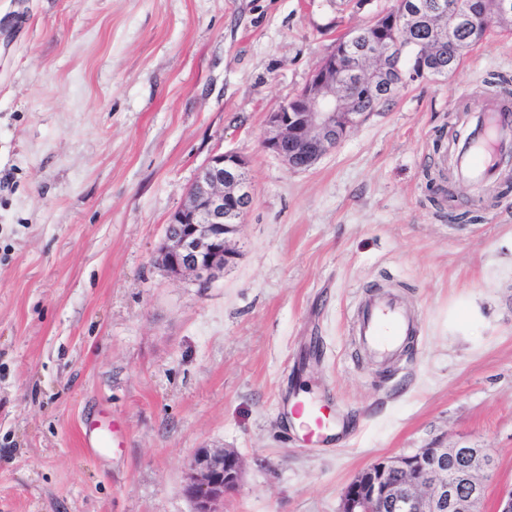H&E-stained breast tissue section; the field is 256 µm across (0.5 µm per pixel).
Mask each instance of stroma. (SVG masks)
Wrapping results in <instances>:
<instances>
[{
  "label": "stroma",
  "instance_id": "obj_1",
  "mask_svg": "<svg viewBox=\"0 0 512 512\" xmlns=\"http://www.w3.org/2000/svg\"><path fill=\"white\" fill-rule=\"evenodd\" d=\"M396 0H0V512H193L196 449L243 460L224 512H339L373 461L485 448L484 512L512 489V192L427 174L492 75L493 30L449 79L410 82L313 168L263 150L265 119L339 36ZM244 156L240 257L207 288L155 263L197 171ZM419 332L360 355L370 288ZM343 434L307 447L294 402ZM106 411L121 447L82 446Z\"/></svg>",
  "mask_w": 512,
  "mask_h": 512
}]
</instances>
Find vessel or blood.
<instances>
[{"instance_id": "vessel-or-blood-1", "label": "vessel or blood", "mask_w": 512, "mask_h": 512, "mask_svg": "<svg viewBox=\"0 0 512 512\" xmlns=\"http://www.w3.org/2000/svg\"><path fill=\"white\" fill-rule=\"evenodd\" d=\"M469 132L456 144V162L460 176L473 188H482L499 170L502 159L512 157V104L491 99L467 121ZM416 321L393 295L371 296L359 309L356 334L362 349L390 364L401 354L407 337L415 335ZM301 419L303 439L321 444L332 436V409L314 401L298 402L293 410ZM119 424L107 416L90 423L85 448L100 453L118 443Z\"/></svg>"}]
</instances>
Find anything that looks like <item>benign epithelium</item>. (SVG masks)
<instances>
[{
	"label": "benign epithelium",
	"instance_id": "1",
	"mask_svg": "<svg viewBox=\"0 0 512 512\" xmlns=\"http://www.w3.org/2000/svg\"><path fill=\"white\" fill-rule=\"evenodd\" d=\"M427 14L435 37L448 42L451 51L460 44L463 27L475 45L489 25L511 26L512 0H471L464 7L450 0ZM415 20L405 12L398 18L384 12L367 24V31L341 38L336 43L341 53L328 54L314 68L304 92L267 113L262 147L290 170H308L332 152L364 117L354 111L348 77L367 95L394 93L396 42L375 34ZM431 70L421 61L401 71L400 78L428 79ZM253 198L245 157L236 152L212 156L167 224L159 265L173 277L191 274L199 287H207L239 256L233 241ZM490 461L484 448H422L378 460L347 486L340 512H480L486 488L478 473L488 471ZM242 473L235 450L197 449L183 488L194 512H223L224 496L238 488Z\"/></svg>",
	"mask_w": 512,
	"mask_h": 512
}]
</instances>
